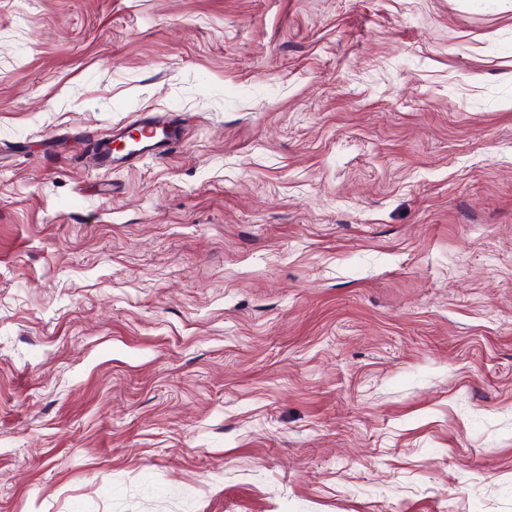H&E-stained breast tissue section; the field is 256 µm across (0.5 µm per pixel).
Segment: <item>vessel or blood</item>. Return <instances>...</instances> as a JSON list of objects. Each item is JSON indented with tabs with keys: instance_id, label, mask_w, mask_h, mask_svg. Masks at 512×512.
Segmentation results:
<instances>
[{
	"instance_id": "obj_1",
	"label": "vessel or blood",
	"mask_w": 512,
	"mask_h": 512,
	"mask_svg": "<svg viewBox=\"0 0 512 512\" xmlns=\"http://www.w3.org/2000/svg\"><path fill=\"white\" fill-rule=\"evenodd\" d=\"M140 137L135 142H128L126 134H119L117 141L125 142V149L115 148V141L100 139L94 148V161L97 167L109 169L125 165L140 159L147 151L158 153L168 150L179 143L181 127L175 119L160 120L148 115L137 121Z\"/></svg>"
}]
</instances>
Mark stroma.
I'll use <instances>...</instances> for the list:
<instances>
[{
  "instance_id": "obj_1",
  "label": "stroma",
  "mask_w": 512,
  "mask_h": 512,
  "mask_svg": "<svg viewBox=\"0 0 512 512\" xmlns=\"http://www.w3.org/2000/svg\"><path fill=\"white\" fill-rule=\"evenodd\" d=\"M0 512H512V0H0ZM135 124L140 132V138L121 152L117 147H112V144L118 141L127 142V131L119 135L114 134L109 140L102 138L96 142L93 155L97 167L110 169L113 165L130 164L140 159L145 151L162 153L180 141L181 126L173 118L160 120L157 117L143 115Z\"/></svg>"
}]
</instances>
